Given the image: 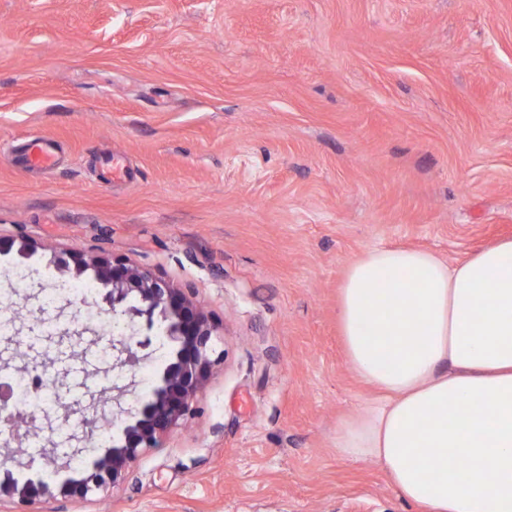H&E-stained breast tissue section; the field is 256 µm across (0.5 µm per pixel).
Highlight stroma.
Listing matches in <instances>:
<instances>
[{"instance_id": "35a3bbf8", "label": "stroma", "mask_w": 512, "mask_h": 512, "mask_svg": "<svg viewBox=\"0 0 512 512\" xmlns=\"http://www.w3.org/2000/svg\"><path fill=\"white\" fill-rule=\"evenodd\" d=\"M35 137L52 169L15 163ZM109 152L130 180L102 183ZM19 235L43 249L0 257V365H50L60 450L66 405L118 429L167 345L114 365L122 316L56 295L53 256L103 248L191 289L225 350L124 486L27 512H418L336 452L372 396L337 293L375 247L452 263L512 238V0H0V237Z\"/></svg>"}]
</instances>
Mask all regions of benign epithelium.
Returning a JSON list of instances; mask_svg holds the SVG:
<instances>
[{
    "label": "benign epithelium",
    "mask_w": 512,
    "mask_h": 512,
    "mask_svg": "<svg viewBox=\"0 0 512 512\" xmlns=\"http://www.w3.org/2000/svg\"><path fill=\"white\" fill-rule=\"evenodd\" d=\"M39 249L37 241L23 236L6 243L0 240V255L13 251L20 258H30ZM50 266L61 275L92 273L102 302L112 313L137 325L139 336L134 344L119 342V366L132 369L143 360L140 352L152 346L156 331L163 335L168 354L156 373L151 394L139 401L135 412L112 435L110 445L91 454L88 476L70 466L77 448L69 453L39 452L56 476L51 482L33 470V460H19L28 455L30 439L38 437L33 423L40 415L32 412L22 417L10 394H0V449L15 463L13 467L0 463V502L11 500L20 506L57 493L86 499L122 486L140 455L157 447L174 426L194 414L198 393L224 360L219 324L189 292L151 270L104 250L97 255L71 251L51 260ZM99 427L97 413L86 412L76 421L69 439L84 445Z\"/></svg>",
    "instance_id": "obj_1"
}]
</instances>
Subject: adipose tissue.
I'll return each mask as SVG.
<instances>
[{"label":"adipose tissue","mask_w":512,"mask_h":512,"mask_svg":"<svg viewBox=\"0 0 512 512\" xmlns=\"http://www.w3.org/2000/svg\"><path fill=\"white\" fill-rule=\"evenodd\" d=\"M337 322L375 391L337 453L377 461L419 512H512V239L453 263L367 251L345 270Z\"/></svg>","instance_id":"1"}]
</instances>
